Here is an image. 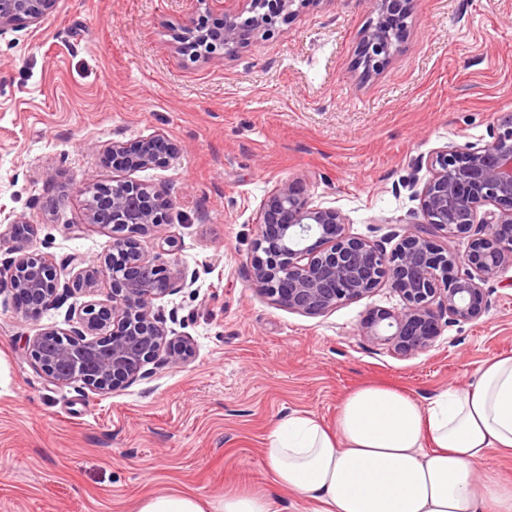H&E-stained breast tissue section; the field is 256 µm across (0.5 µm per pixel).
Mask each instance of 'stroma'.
Returning a JSON list of instances; mask_svg holds the SVG:
<instances>
[{
    "mask_svg": "<svg viewBox=\"0 0 512 512\" xmlns=\"http://www.w3.org/2000/svg\"><path fill=\"white\" fill-rule=\"evenodd\" d=\"M224 5L60 0L40 27L0 40V206L32 223L27 247L59 263L100 258L113 232L86 223L83 189L119 177L101 148L161 134L178 154L131 178L176 208L141 244L173 240L170 266L195 277L162 301L191 361L158 356L106 396L52 382L24 342L69 307L106 302L107 289L25 323L0 294V512H136L158 491L220 500L267 487L264 449L284 416L331 426L363 384L424 398L512 355V266L486 284L478 321L443 322L411 358L359 332L370 308H403L391 288L306 316L268 300L249 273L257 211L281 181L303 180L351 234L394 248L421 219L415 159L488 142L512 114V0H413L405 40L368 77L356 59L370 0H302L234 51L174 50V26L214 25Z\"/></svg>",
    "mask_w": 512,
    "mask_h": 512,
    "instance_id": "obj_1",
    "label": "stroma"
}]
</instances>
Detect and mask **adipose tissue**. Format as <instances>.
<instances>
[{
  "label": "adipose tissue",
  "mask_w": 512,
  "mask_h": 512,
  "mask_svg": "<svg viewBox=\"0 0 512 512\" xmlns=\"http://www.w3.org/2000/svg\"><path fill=\"white\" fill-rule=\"evenodd\" d=\"M512 452V356L487 360L464 387L425 400L368 383L347 394L336 424L293 413L264 450L276 486L307 512H512V483L477 479L491 449ZM137 512H282L265 489L226 492L212 503L160 491Z\"/></svg>",
  "instance_id": "adipose-tissue-1"
}]
</instances>
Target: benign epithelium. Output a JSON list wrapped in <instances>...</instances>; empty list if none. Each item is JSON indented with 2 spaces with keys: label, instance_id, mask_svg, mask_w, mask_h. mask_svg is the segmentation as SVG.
I'll return each mask as SVG.
<instances>
[{
  "label": "benign epithelium",
  "instance_id": "7a95c632",
  "mask_svg": "<svg viewBox=\"0 0 512 512\" xmlns=\"http://www.w3.org/2000/svg\"><path fill=\"white\" fill-rule=\"evenodd\" d=\"M57 0H0V39L43 23ZM248 8L226 10L207 30L186 21L174 48L196 56L232 51L262 30H272L298 0H246ZM411 0H371L375 14L358 52L365 72L379 70L406 35ZM249 16H244V13ZM112 167L127 172L165 166L177 146L160 134L133 146L105 149ZM426 170L415 196L423 222L410 224L388 251L348 231L345 216L315 203L299 181L276 184L257 212L259 239L249 259L255 287L273 302L307 316L362 300L381 285L405 301L398 310L373 309L361 335L400 357L430 350L441 322H474L487 309L484 285L512 266V116L485 144L446 146L418 161ZM87 200L86 221L110 224L116 235L103 259L73 254L64 266L20 246L18 230L31 227L15 215L0 228V289L7 291L24 322L61 303L71 291L109 288L108 303L68 311V328L51 326L26 336L25 346L58 385L80 384L100 396L135 380L160 352L184 364L193 346L165 328L162 299L187 286L186 272L150 255L140 244L160 224L171 222L175 203L154 185L132 180L97 184ZM476 232L473 247L459 254L433 237ZM72 278L63 282L65 273Z\"/></svg>",
  "mask_w": 512,
  "mask_h": 512
}]
</instances>
